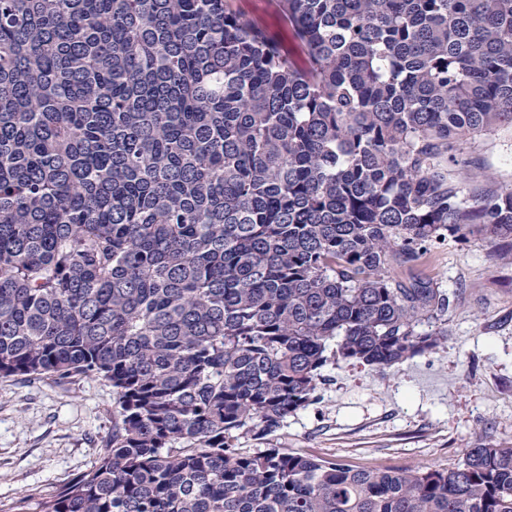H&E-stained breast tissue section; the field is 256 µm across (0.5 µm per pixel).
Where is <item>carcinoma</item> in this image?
<instances>
[{"mask_svg": "<svg viewBox=\"0 0 512 512\" xmlns=\"http://www.w3.org/2000/svg\"><path fill=\"white\" fill-rule=\"evenodd\" d=\"M280 3L301 64L233 0H0V377L115 402L45 512H512V447L440 470L234 444L329 364L438 347L448 296L401 274L512 238V188L448 173L512 129V0Z\"/></svg>", "mask_w": 512, "mask_h": 512, "instance_id": "carcinoma-1", "label": "carcinoma"}]
</instances>
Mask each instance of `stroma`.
<instances>
[{"mask_svg":"<svg viewBox=\"0 0 512 512\" xmlns=\"http://www.w3.org/2000/svg\"><path fill=\"white\" fill-rule=\"evenodd\" d=\"M286 48L297 49L277 0H236ZM465 194L512 187V131L461 143ZM414 275L450 298L448 336L437 348L385 369L328 365L314 399L265 439L278 447L363 467L457 466L476 438L512 446V247L486 233L431 247ZM112 387L99 379L0 377V512H43L47 497L92 467L112 434Z\"/></svg>","mask_w":512,"mask_h":512,"instance_id":"stroma-1","label":"stroma"}]
</instances>
